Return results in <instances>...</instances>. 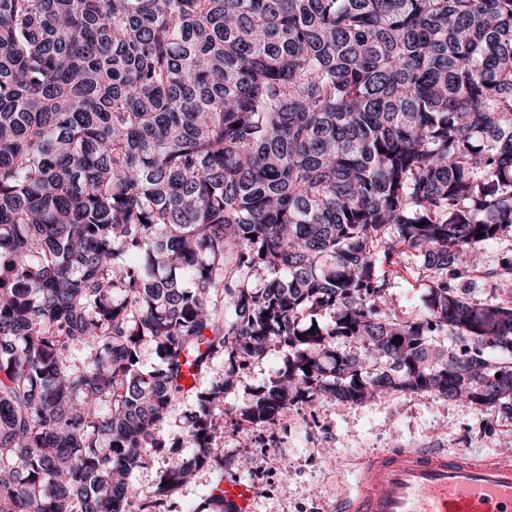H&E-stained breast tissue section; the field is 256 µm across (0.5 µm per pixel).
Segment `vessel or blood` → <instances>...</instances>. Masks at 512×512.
<instances>
[{
	"label": "vessel or blood",
	"instance_id": "vessel-or-blood-1",
	"mask_svg": "<svg viewBox=\"0 0 512 512\" xmlns=\"http://www.w3.org/2000/svg\"><path fill=\"white\" fill-rule=\"evenodd\" d=\"M361 489L337 495L333 512H512V456L475 462L465 452L395 448L369 458ZM226 512H253L254 491L224 480Z\"/></svg>",
	"mask_w": 512,
	"mask_h": 512
}]
</instances>
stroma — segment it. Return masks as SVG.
I'll return each mask as SVG.
<instances>
[{
  "mask_svg": "<svg viewBox=\"0 0 512 512\" xmlns=\"http://www.w3.org/2000/svg\"><path fill=\"white\" fill-rule=\"evenodd\" d=\"M414 271L413 256L405 255L390 294L397 309L419 315L427 292L416 287ZM281 364L273 352L242 369L226 408L248 401ZM389 448L460 449L483 458L512 448V415L498 404L480 407L394 391L346 406L325 397L263 430L239 431L229 424L214 450L224 459L223 470H203L182 486L175 512H211L210 496L226 477L253 487L255 512H328L337 494L355 490L363 460Z\"/></svg>",
  "mask_w": 512,
  "mask_h": 512,
  "instance_id": "35a3bbf8",
  "label": "stroma"
}]
</instances>
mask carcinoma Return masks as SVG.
<instances>
[{
  "label": "carcinoma",
  "instance_id": "carcinoma-1",
  "mask_svg": "<svg viewBox=\"0 0 512 512\" xmlns=\"http://www.w3.org/2000/svg\"><path fill=\"white\" fill-rule=\"evenodd\" d=\"M509 232L512 0H0V512H160L224 467V397L271 351L241 431L325 396L512 403V301L448 284ZM415 260L411 254L404 255L403 266L398 276L391 279L390 294L398 311L401 309L410 315L422 314L426 307L427 291L414 288ZM211 382V375L202 376L197 380L195 388L185 394L183 399L175 406L169 423L165 426L167 431H176L177 425H181L184 415L188 414L195 403V392L204 390ZM191 448H179L177 454H187ZM177 454L166 451L152 452L146 464L138 469L132 476V482L138 489H148L158 480L159 476L169 468Z\"/></svg>",
  "mask_w": 512,
  "mask_h": 512
}]
</instances>
